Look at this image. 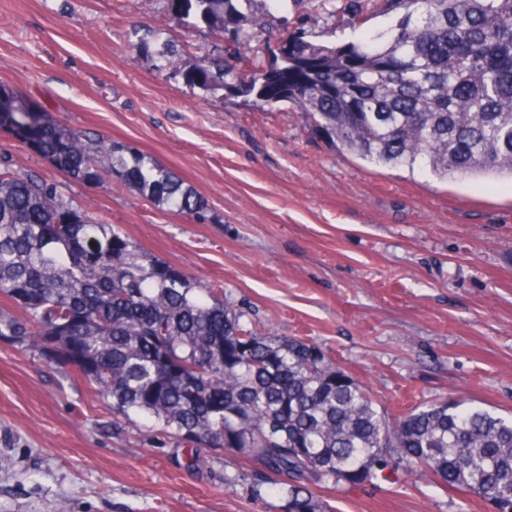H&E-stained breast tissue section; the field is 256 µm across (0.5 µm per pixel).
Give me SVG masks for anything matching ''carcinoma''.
I'll use <instances>...</instances> for the list:
<instances>
[{
    "instance_id": "obj_1",
    "label": "carcinoma",
    "mask_w": 512,
    "mask_h": 512,
    "mask_svg": "<svg viewBox=\"0 0 512 512\" xmlns=\"http://www.w3.org/2000/svg\"><path fill=\"white\" fill-rule=\"evenodd\" d=\"M186 34L155 36L163 67L205 93L261 111L291 102L312 128L376 166L441 180H512V0H387L395 21L357 42L314 43L304 29L267 63L251 39L268 27L257 0H177ZM330 18L350 0H306ZM28 107L0 91V127ZM24 143L83 181H126L184 219L206 207L174 171L100 135L57 123ZM202 285L100 222L44 176L0 152V339L61 362L112 402L196 445L268 473L253 493L284 512H330L319 488L373 484L425 469L448 489L512 512V416L466 399L417 404L390 419L320 346L262 333Z\"/></svg>"
}]
</instances>
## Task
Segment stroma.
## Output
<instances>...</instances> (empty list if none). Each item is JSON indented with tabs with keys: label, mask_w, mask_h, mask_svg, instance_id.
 <instances>
[{
	"label": "stroma",
	"mask_w": 512,
	"mask_h": 512,
	"mask_svg": "<svg viewBox=\"0 0 512 512\" xmlns=\"http://www.w3.org/2000/svg\"><path fill=\"white\" fill-rule=\"evenodd\" d=\"M270 31L357 41L393 20H327L259 0ZM181 35L170 0H0V88L63 125L175 170L209 219L184 220L116 179H74L0 134L18 168L57 181L102 223L201 282L261 332L320 345L392 416L466 398L512 412V182L440 181L364 163L286 103L261 112L160 69L137 37ZM174 433L114 420L68 367L0 340V512H282L237 456L191 467ZM336 512H494L428 473L330 492Z\"/></svg>",
	"instance_id": "1"
}]
</instances>
